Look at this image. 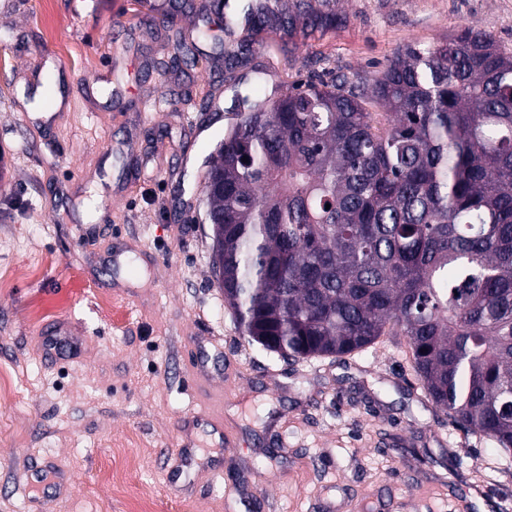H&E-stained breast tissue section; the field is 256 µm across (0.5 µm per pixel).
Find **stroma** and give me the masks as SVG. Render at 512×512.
<instances>
[{"mask_svg": "<svg viewBox=\"0 0 512 512\" xmlns=\"http://www.w3.org/2000/svg\"><path fill=\"white\" fill-rule=\"evenodd\" d=\"M336 10L291 42L164 23L163 0H0V512H132L144 490L161 512H512V462L428 399L404 337L286 362L214 282L204 180L240 93L372 79L467 26L512 53V0Z\"/></svg>", "mask_w": 512, "mask_h": 512, "instance_id": "1", "label": "stroma"}]
</instances>
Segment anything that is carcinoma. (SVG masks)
Instances as JSON below:
<instances>
[{
	"label": "carcinoma",
	"mask_w": 512,
	"mask_h": 512,
	"mask_svg": "<svg viewBox=\"0 0 512 512\" xmlns=\"http://www.w3.org/2000/svg\"><path fill=\"white\" fill-rule=\"evenodd\" d=\"M231 21L291 35L339 16L246 0ZM238 108L208 174L224 192L204 194L243 339L300 360L403 336L435 405L511 458L512 53L465 28L371 83L319 77Z\"/></svg>",
	"instance_id": "cac0c4a2"
}]
</instances>
